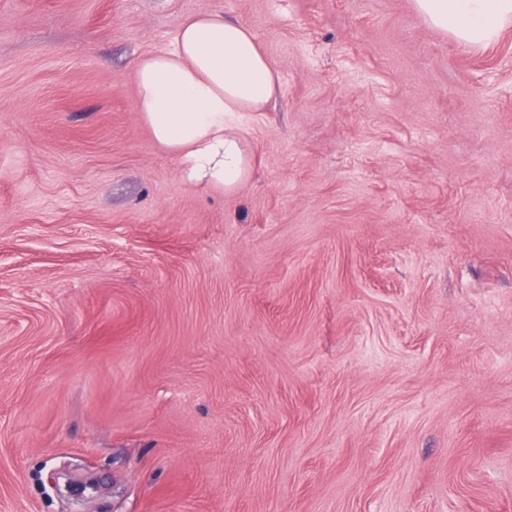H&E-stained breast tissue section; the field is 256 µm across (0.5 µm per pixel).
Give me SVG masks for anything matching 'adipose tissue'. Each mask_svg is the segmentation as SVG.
Here are the masks:
<instances>
[{
    "mask_svg": "<svg viewBox=\"0 0 512 512\" xmlns=\"http://www.w3.org/2000/svg\"><path fill=\"white\" fill-rule=\"evenodd\" d=\"M431 27L484 46L512 24V0H413ZM135 110L173 155L182 178L220 193L252 176V154L235 116L263 111L277 88L274 69L245 24L220 12L188 18L171 47L134 63Z\"/></svg>",
    "mask_w": 512,
    "mask_h": 512,
    "instance_id": "obj_1",
    "label": "adipose tissue"
}]
</instances>
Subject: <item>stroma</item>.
<instances>
[{
  "instance_id": "1",
  "label": "stroma",
  "mask_w": 512,
  "mask_h": 512,
  "mask_svg": "<svg viewBox=\"0 0 512 512\" xmlns=\"http://www.w3.org/2000/svg\"><path fill=\"white\" fill-rule=\"evenodd\" d=\"M208 11L278 74L235 194L134 106ZM0 512H512V26L0 0Z\"/></svg>"
}]
</instances>
